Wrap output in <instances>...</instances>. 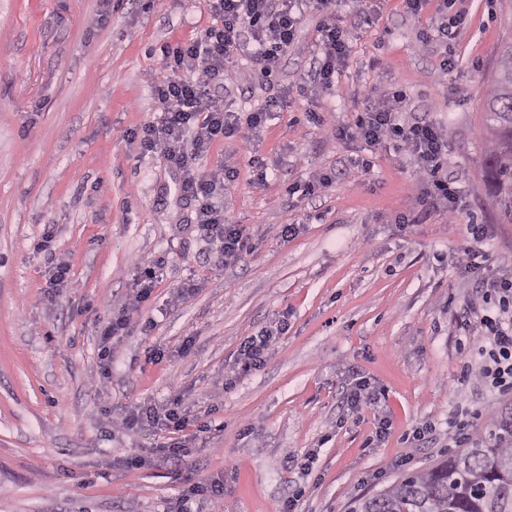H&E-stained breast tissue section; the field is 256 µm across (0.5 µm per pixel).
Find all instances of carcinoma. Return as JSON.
Listing matches in <instances>:
<instances>
[{
  "label": "carcinoma",
  "mask_w": 512,
  "mask_h": 512,
  "mask_svg": "<svg viewBox=\"0 0 512 512\" xmlns=\"http://www.w3.org/2000/svg\"><path fill=\"white\" fill-rule=\"evenodd\" d=\"M485 121L492 134L483 163V188L496 201L500 219L512 224V46L502 50L485 97ZM512 416L498 431L480 435L428 469L405 473L352 512H512Z\"/></svg>",
  "instance_id": "carcinoma-1"
}]
</instances>
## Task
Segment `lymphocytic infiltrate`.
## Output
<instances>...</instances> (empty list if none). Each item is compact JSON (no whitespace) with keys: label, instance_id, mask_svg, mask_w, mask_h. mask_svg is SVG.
Instances as JSON below:
<instances>
[{"label":"lymphocytic infiltrate","instance_id":"f902f5d3","mask_svg":"<svg viewBox=\"0 0 512 512\" xmlns=\"http://www.w3.org/2000/svg\"><path fill=\"white\" fill-rule=\"evenodd\" d=\"M332 4L333 0H208L213 22L202 36L161 48L169 74L153 87L161 109L142 127L140 145L147 153L162 152L181 171L180 194L194 201L199 228L225 262L236 260L248 245L243 230L224 220V189L236 180L237 172L219 167L203 173L198 162L214 142L231 138L254 141L280 102L273 98L263 110L234 112L211 95L208 87L223 85L230 75L228 64L233 54L247 47L252 50L254 70L237 73V80L250 82L254 72L269 69L294 46L299 15L314 9L321 16L317 83L330 88L336 66L347 50ZM405 100V92L393 91L385 102L358 118L354 133L411 155L419 178L429 186L430 205L456 215L461 191L447 174L448 144L435 123L403 115ZM468 232L472 240L470 266L480 271L476 293L482 313L477 335L468 339L477 357L476 376L487 390L512 396V277L478 263L491 236L490 225L473 224Z\"/></svg>","mask_w":512,"mask_h":512}]
</instances>
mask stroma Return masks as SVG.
I'll return each mask as SVG.
<instances>
[{"mask_svg": "<svg viewBox=\"0 0 512 512\" xmlns=\"http://www.w3.org/2000/svg\"><path fill=\"white\" fill-rule=\"evenodd\" d=\"M454 9L466 25L424 45L422 31L441 21L434 6L415 17L401 0H339L347 51L327 90L313 82L320 15L305 11L269 76L228 86L236 112L283 101L254 145L220 141L202 160L238 170L224 217L252 246L228 264L178 194L179 170L126 135L158 111L161 46L211 24L205 0H0V512H170L210 478L224 493L197 498L194 512H281L289 500L295 512H348L442 458L458 403L477 411L474 429L491 428L512 402L462 382L471 354L460 310L477 279L467 225H491L490 258L512 270V224L498 223L480 188L484 92L512 43V0ZM444 54L454 67L441 79ZM394 87L408 94L403 111L436 123L448 144L457 221L418 206L426 185L412 157L335 135ZM310 111L327 125L307 122ZM253 153L266 182L251 176ZM286 223L293 238L281 235ZM143 259L162 276L136 307ZM59 264L74 287H48ZM122 311L126 333L104 370L100 334ZM282 321L267 364L243 369L242 340ZM360 378L382 397L352 410L344 394ZM179 398L189 420L180 456L157 452L169 432L121 423L127 406ZM130 454L151 467L125 468Z\"/></svg>", "mask_w": 512, "mask_h": 512, "instance_id": "obj_1", "label": "stroma"}]
</instances>
